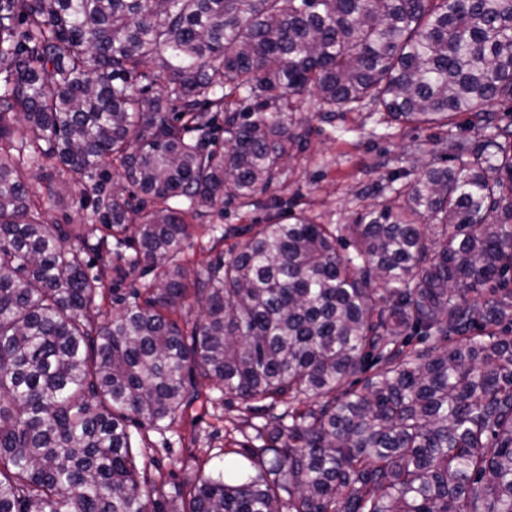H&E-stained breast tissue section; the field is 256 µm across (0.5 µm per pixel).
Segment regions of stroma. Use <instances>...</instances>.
I'll list each match as a JSON object with an SVG mask.
<instances>
[{
	"label": "stroma",
	"instance_id": "stroma-1",
	"mask_svg": "<svg viewBox=\"0 0 512 512\" xmlns=\"http://www.w3.org/2000/svg\"><path fill=\"white\" fill-rule=\"evenodd\" d=\"M300 111L305 118L304 151L287 162L273 185L254 201L228 199L223 208L203 210L200 226L184 251L191 265L207 266L217 256L229 255L240 242L236 236L221 241L212 238L205 231L209 224L243 228L273 219L284 221L299 210L323 224L353 223L367 205L385 198L390 176L412 179L419 174L427 156L417 151V144H432L440 135L435 128H388L364 110L327 117L319 112L316 96L310 92L302 95ZM53 176L47 164L36 171L33 180L46 221L92 224L91 195L51 197L48 186ZM157 274V269L145 265L121 280L104 273L102 292L87 313L89 320L99 324L119 313L124 297ZM267 418L264 404H246L224 395L218 385L206 384L201 400L169 429L144 430L145 459L165 482L181 481L221 464L225 451L259 447L257 431Z\"/></svg>",
	"mask_w": 512,
	"mask_h": 512
}]
</instances>
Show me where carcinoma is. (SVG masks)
<instances>
[{
	"mask_svg": "<svg viewBox=\"0 0 512 512\" xmlns=\"http://www.w3.org/2000/svg\"><path fill=\"white\" fill-rule=\"evenodd\" d=\"M0 73V512H512V122L489 109L512 103V0H0ZM306 90L447 129L448 164L354 224L302 211L189 268L187 217L303 149ZM104 156L159 206L114 192ZM46 161L55 197L90 184L100 244H136L118 277L160 268L95 329L102 274L68 244L88 231L30 195ZM201 379L288 415L250 466L167 492L129 427L172 425Z\"/></svg>",
	"mask_w": 512,
	"mask_h": 512,
	"instance_id": "obj_1",
	"label": "carcinoma"
}]
</instances>
